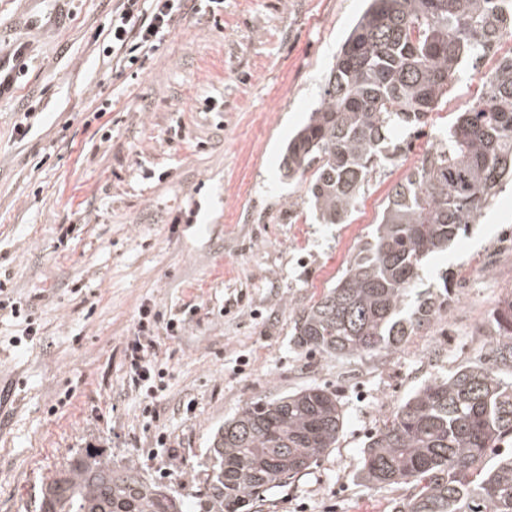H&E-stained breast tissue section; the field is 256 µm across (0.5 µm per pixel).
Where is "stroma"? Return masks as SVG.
Here are the masks:
<instances>
[{"instance_id":"35a3bbf8","label":"stroma","mask_w":512,"mask_h":512,"mask_svg":"<svg viewBox=\"0 0 512 512\" xmlns=\"http://www.w3.org/2000/svg\"><path fill=\"white\" fill-rule=\"evenodd\" d=\"M117 3L0 0V45L26 46L0 93V280L39 328L25 336L0 311V512H36L41 487L88 448L171 485L195 512L224 422L315 385L335 391L343 432L261 512H392L414 489L361 480L363 445L424 383L488 352L491 314L512 292V182L428 258L419 289L448 273L451 300L397 351L305 352L292 315L335 286L478 81L449 90L406 153L375 168L345 223L322 224L308 178H285L281 154L319 106L364 0L187 10L134 76L103 55ZM28 107L39 117L21 139L13 127ZM145 302L184 321L160 338L164 388L150 398L124 359Z\"/></svg>"}]
</instances>
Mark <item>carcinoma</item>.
<instances>
[{
  "label": "carcinoma",
  "instance_id": "1",
  "mask_svg": "<svg viewBox=\"0 0 512 512\" xmlns=\"http://www.w3.org/2000/svg\"><path fill=\"white\" fill-rule=\"evenodd\" d=\"M512 33V0H370L327 75L320 105L288 142L283 176L313 171L308 202L323 224H342L375 167L400 155L468 63ZM512 179V51L481 83L476 102L440 133L434 151L388 197L375 233L336 285L293 320L299 348L336 358L388 354L440 316L452 281L412 305L424 259L468 231ZM487 358L419 387L369 437L363 479L419 490L396 512H512V293L492 312ZM344 414L336 393L310 386L256 401L224 422L209 448L197 512H251L336 447ZM183 499L76 452L41 490L40 512H182Z\"/></svg>",
  "mask_w": 512,
  "mask_h": 512
}]
</instances>
